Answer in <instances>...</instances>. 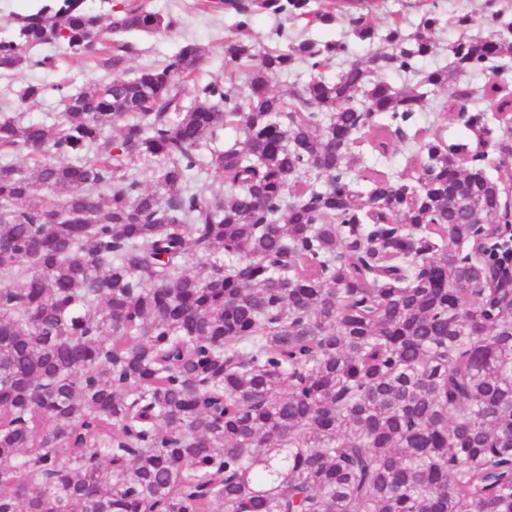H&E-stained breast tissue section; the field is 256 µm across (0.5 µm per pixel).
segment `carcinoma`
Here are the masks:
<instances>
[{"label": "carcinoma", "mask_w": 512, "mask_h": 512, "mask_svg": "<svg viewBox=\"0 0 512 512\" xmlns=\"http://www.w3.org/2000/svg\"><path fill=\"white\" fill-rule=\"evenodd\" d=\"M35 2L0 31V73L56 67L48 46L106 77L27 83L0 115V512H512L503 172L415 128L446 89L508 152L480 103L512 113V20L422 72L436 12L410 34L355 17L383 46L328 80L347 41L254 35L260 12L334 22L319 0H194L235 16L226 86L196 81L192 44L129 68L128 35L181 24L145 0ZM297 62L310 79L271 92ZM50 94L60 120L23 118ZM364 138L407 143L411 171L353 168Z\"/></svg>", "instance_id": "obj_1"}]
</instances>
